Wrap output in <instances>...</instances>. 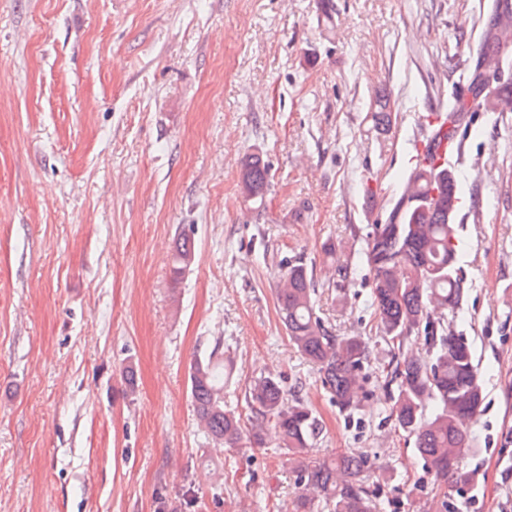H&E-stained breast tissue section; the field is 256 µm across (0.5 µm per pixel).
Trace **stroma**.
Returning <instances> with one entry per match:
<instances>
[{"instance_id":"stroma-1","label":"stroma","mask_w":512,"mask_h":512,"mask_svg":"<svg viewBox=\"0 0 512 512\" xmlns=\"http://www.w3.org/2000/svg\"><path fill=\"white\" fill-rule=\"evenodd\" d=\"M486 2L0 0V512H286L284 451L198 425L190 365L218 342L228 407L248 417L252 377L281 375L323 421L309 457L364 454L379 512H512V112L467 119L456 170L450 326L485 391L469 485L426 476L391 416L365 262ZM250 155L273 175L260 213ZM285 256L334 335L370 343L354 417L289 342ZM240 179L245 200L262 206L272 186L268 165L258 156L247 157L241 164Z\"/></svg>"}]
</instances>
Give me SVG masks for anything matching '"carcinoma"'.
<instances>
[{"instance_id": "cac0c4a2", "label": "carcinoma", "mask_w": 512, "mask_h": 512, "mask_svg": "<svg viewBox=\"0 0 512 512\" xmlns=\"http://www.w3.org/2000/svg\"><path fill=\"white\" fill-rule=\"evenodd\" d=\"M512 35V0H492L476 54L468 67L465 90L446 112H429L434 128L453 123L448 139L457 138V120L469 112L479 70L501 75L494 83L493 101L480 112H512V76L497 59L506 55L503 35ZM244 198L263 204L271 190L270 168L259 157L244 159L240 169ZM460 205L453 170L430 153L414 155L405 189L390 208L386 222L367 236L366 263L379 332L391 348L390 382L395 384L391 416L407 435L425 464L426 474L453 485H468L475 475L463 468L473 450L467 422L484 401L471 345L448 326L464 296L463 277L456 267V219ZM195 257L194 243L178 246L174 273H182ZM280 318L293 347L313 364L337 406L352 416L360 410V374L369 361L370 346L361 336L333 335L316 310L318 289L307 265L299 259L278 262ZM422 337L424 352L405 351L408 338ZM221 342L193 363L190 393L197 419L213 439L235 444L247 431L256 444L266 445L272 431L274 447L285 450L303 487L289 512H313L320 499L329 512H378L374 492L360 476L367 463L357 452H345L332 462H317L308 449L319 440L322 423L303 400L286 397L279 377L253 378L245 391L252 411L248 422L224 404V358Z\"/></svg>"}]
</instances>
